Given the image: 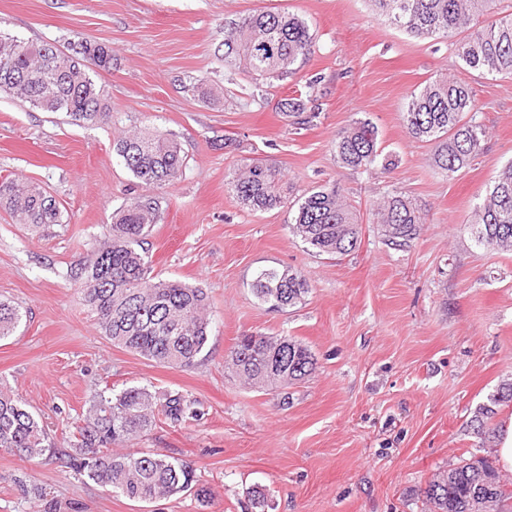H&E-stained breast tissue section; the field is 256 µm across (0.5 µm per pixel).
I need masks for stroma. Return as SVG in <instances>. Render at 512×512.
Here are the masks:
<instances>
[{"label":"stroma","instance_id":"obj_1","mask_svg":"<svg viewBox=\"0 0 512 512\" xmlns=\"http://www.w3.org/2000/svg\"><path fill=\"white\" fill-rule=\"evenodd\" d=\"M256 10L308 24L316 50L296 74L256 86L218 56L226 20ZM0 30L60 48L84 38L112 49L101 73L109 121L77 124L0 93V180L47 188L61 223L41 231L0 209V298L24 319L0 341V383L47 426L58 454L0 452V512H250L254 487L268 512H429L421 491L440 469L495 459V440L471 421L512 383V253L477 245L474 207L512 161V76H477L454 46L417 39L378 20L366 0H0ZM468 82L486 131L482 150L454 176L434 146L411 139L402 109L430 78ZM207 79V97L188 92ZM318 77L321 108L294 124L281 99ZM358 118L378 127V148L398 167L354 171L336 159L338 131ZM150 126L176 135L182 176L159 190L149 242L155 273L204 288L213 327L196 365L171 368L113 346L79 292L77 271L112 214L141 194L113 146ZM278 167L287 206L242 209L225 183L243 162ZM336 186L361 227L359 247L319 255L296 238L290 204ZM395 191L427 222L404 251L387 247L371 206ZM300 272L302 304L276 310L251 290L263 268ZM289 336L316 369L287 390L235 381L224 364L245 334ZM148 387L194 401L196 421L162 423L129 444L191 463L212 492L137 503L80 480L60 451L94 393Z\"/></svg>","mask_w":512,"mask_h":512}]
</instances>
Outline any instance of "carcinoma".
Segmentation results:
<instances>
[{
  "label": "carcinoma",
  "mask_w": 512,
  "mask_h": 512,
  "mask_svg": "<svg viewBox=\"0 0 512 512\" xmlns=\"http://www.w3.org/2000/svg\"><path fill=\"white\" fill-rule=\"evenodd\" d=\"M373 15L417 38L453 40L458 57L481 75L512 76V0H368ZM315 52L307 23L295 14L262 11L224 24V67L255 83L288 76ZM112 68V50L95 40L70 45L69 52L49 42H29L0 33V92L43 112H63L76 123L111 118L103 89L92 74ZM305 99L284 98L281 111L307 125ZM479 111L473 89L450 77H438L411 94L401 112L407 135L436 143L434 162L448 176L469 165L481 150L484 131L465 120ZM115 153L145 189L112 215L103 243L81 268L82 299L95 315L100 333L112 345L159 364L190 368L204 352L212 332L207 293L153 274L148 236L156 223L159 200L152 192L177 181L185 157L177 139L145 127L125 135ZM336 158L353 169L377 165L390 171L396 163L378 153V129L359 119L336 134ZM233 199L250 211L288 203V183L281 172L262 163H246L228 181ZM19 224L33 228L61 223L56 199L37 184L0 181V208ZM385 244L404 250L418 237L426 218L412 198L395 193L373 205ZM293 235L315 253L344 255L358 244L355 214L336 186H323L297 201ZM475 242L512 252V161L496 175L472 222ZM255 297L274 309L300 303L309 284L299 272L268 268L256 273ZM23 319L20 309L0 300V340L12 336ZM315 359L302 343L288 337L244 335L237 338L226 368L255 388L287 387L309 377ZM512 400V383L490 396V405L473 420L485 433L492 405ZM199 412L185 396H158L147 387L117 395L100 392L73 426L64 451L75 475L126 498L151 503L189 493L203 502L187 462L155 453L114 451L152 430L164 419L174 424L196 421ZM0 451L31 460L55 453V442L42 421L13 391L0 388ZM430 512H502L508 500L502 480L486 459L448 466L423 490Z\"/></svg>",
  "instance_id": "1"
}]
</instances>
